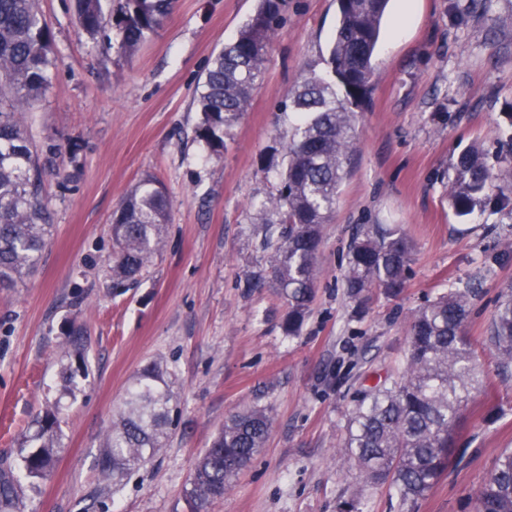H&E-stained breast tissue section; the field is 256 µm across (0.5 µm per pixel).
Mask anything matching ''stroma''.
<instances>
[{"instance_id":"35a3bbf8","label":"stroma","mask_w":512,"mask_h":512,"mask_svg":"<svg viewBox=\"0 0 512 512\" xmlns=\"http://www.w3.org/2000/svg\"><path fill=\"white\" fill-rule=\"evenodd\" d=\"M260 0H177L134 54L112 31L91 36L74 0H40L53 42L51 86L23 108L49 173L53 224L36 272L0 288V455H18L30 420L61 401V451L29 491L24 512H188L185 489L225 418L246 405L273 425L255 457L208 512H399L387 487L362 486L340 451L359 393L402 369L413 314L448 288L471 287L465 334L479 382L461 410L463 461L412 512H470L495 457L512 449V376L487 342L512 287V202L457 216L453 162L476 147L512 167V0H390L357 151L330 224L310 314L286 336L275 289L249 292L265 267V215L275 194L263 164L281 153L288 116L278 106L323 58L336 0H285L263 78L247 112L210 154L196 137L194 98L212 58ZM165 186L170 219L160 252L134 286L109 289L111 226L145 174ZM368 224H398L414 245L403 292L350 302L343 276ZM86 334L88 377L61 396L80 361L64 346ZM167 373L178 421L159 453L120 480L97 459L133 377Z\"/></svg>"}]
</instances>
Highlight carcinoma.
Returning a JSON list of instances; mask_svg holds the SVG:
<instances>
[{
    "label": "carcinoma",
    "instance_id": "carcinoma-1",
    "mask_svg": "<svg viewBox=\"0 0 512 512\" xmlns=\"http://www.w3.org/2000/svg\"><path fill=\"white\" fill-rule=\"evenodd\" d=\"M388 0H337L335 33L324 63L329 76L310 74L288 92L279 111L290 112L278 170L277 193L261 209L280 216L265 270L247 276L246 287L279 290L288 307L283 325L298 335L310 312L319 275L323 228L334 213L339 188L348 174L356 130L350 106L366 103L374 76L373 56ZM176 0H124L111 17L101 0H77L81 27L95 35L112 25L124 53L135 52L156 33ZM282 0H261L259 9L224 45L208 68L195 98L200 112L197 138L212 153L224 147V134L246 112L262 78L272 39L282 23ZM52 39L38 0H0V288L10 287L37 268L51 235L42 196L44 168L15 105L42 98L50 88ZM449 200L460 216L492 197L504 200L501 184H512V168L494 169L476 149L453 163ZM169 219L163 184L144 176L120 204L112 220V287L127 288L147 272L160 250ZM412 245L400 225L372 227L350 247L344 288L356 303L380 289L398 296L410 271ZM470 290L450 289L429 301L411 319L409 356L402 371L363 391L348 418L341 452L366 486H388L403 508H411L464 449L453 434L477 369L464 325ZM488 343L499 366L512 370V289L501 296ZM67 353L82 357L83 329L73 326ZM171 394L160 366L150 364L126 389L98 466L105 476L128 474L158 454L172 424ZM272 418L264 408L231 413L209 448L198 458L186 500L190 512H207L224 497L232 480L265 447ZM26 436L29 452L16 464L0 458V512H21L22 478L38 479L53 467L60 448L58 419L48 410L34 418ZM474 512H512V450H504L480 486Z\"/></svg>",
    "mask_w": 512,
    "mask_h": 512
}]
</instances>
